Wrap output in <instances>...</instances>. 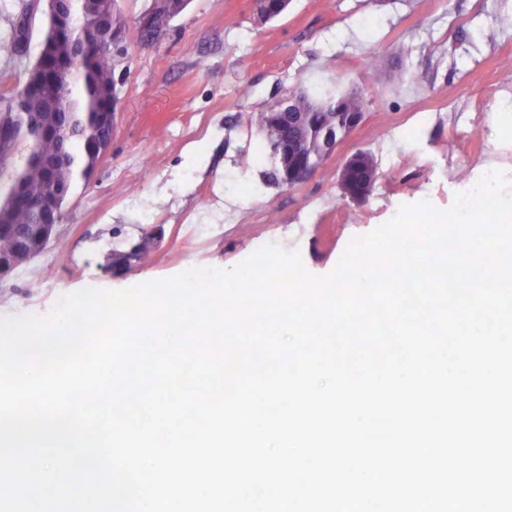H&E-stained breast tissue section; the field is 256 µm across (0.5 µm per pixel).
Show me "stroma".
Segmentation results:
<instances>
[{
    "mask_svg": "<svg viewBox=\"0 0 512 512\" xmlns=\"http://www.w3.org/2000/svg\"><path fill=\"white\" fill-rule=\"evenodd\" d=\"M154 4L116 2L125 45L112 52L119 102L111 151L88 182H77L47 250L0 281V317L47 314L61 296L85 288L123 289L191 266L230 269L270 238L299 253L309 273L325 275L392 209L425 195L451 207L449 180H462L478 156L512 175V154L498 151V105L483 92L487 77L508 76L499 45L512 40V17L498 15L496 0H291L271 20L252 0H190L144 45L139 21ZM20 7L21 0H0V95L23 84L40 51L38 9L25 54L7 47ZM402 44L410 60L398 54ZM373 55L380 65L371 70ZM464 63L475 71L467 80ZM291 91L316 101L356 91L366 111L310 177L288 187L263 179L272 163L258 117ZM451 95L481 113L476 139L439 119L418 125V112L436 111ZM393 123L414 127L420 161L379 163L371 191L357 202L345 198L344 162L360 149L377 152ZM246 154L256 158L248 168L239 162ZM213 222L223 223V235L190 231ZM145 240L148 261L113 268V251Z\"/></svg>",
    "mask_w": 512,
    "mask_h": 512,
    "instance_id": "35a3bbf8",
    "label": "stroma"
}]
</instances>
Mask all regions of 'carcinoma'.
Masks as SVG:
<instances>
[{
    "mask_svg": "<svg viewBox=\"0 0 512 512\" xmlns=\"http://www.w3.org/2000/svg\"><path fill=\"white\" fill-rule=\"evenodd\" d=\"M188 3L189 0H164L162 8L143 15L144 23L140 24L141 40H150L163 33L171 19L182 13ZM97 16L111 17L115 25L114 35L123 38L125 26L121 15L114 12V0H82L73 20L75 35L80 38L90 37L94 29L93 18ZM23 41L29 42V29L23 30L15 22L8 47L13 53L20 54L24 49L21 45ZM48 54H68V46L56 39L50 17L47 18V29L36 63H41ZM115 89L112 60L92 49L80 63L64 72L58 82L41 85L32 92L31 103L35 109L50 104L56 112L79 113V131L67 144L65 167L60 171V179L67 183L70 193L78 180H89L96 169L102 148L112 140V129L102 123L100 114L117 108L118 96ZM286 101L290 111L305 113L297 134L288 136V129L281 123L277 107L261 113L258 119L274 166L269 177L279 185L288 184V172L294 166L304 162L319 164L328 142L341 136L347 114L363 112L366 107L365 100L357 93L319 103L290 91ZM12 148L29 156L36 154L52 157L60 153L62 140L60 136L44 132L36 125L26 139L12 145ZM357 166L361 178L376 181L377 163L371 152L358 151ZM16 180L22 181L26 188L30 199L27 206H15L11 202L10 188ZM51 194L52 188L40 167L28 164L18 168H0V215H5L7 223L16 229L14 233L0 232V254L19 252L20 236L36 237L42 232L37 205Z\"/></svg>",
    "mask_w": 512,
    "mask_h": 512,
    "instance_id": "cac0c4a2",
    "label": "carcinoma"
}]
</instances>
